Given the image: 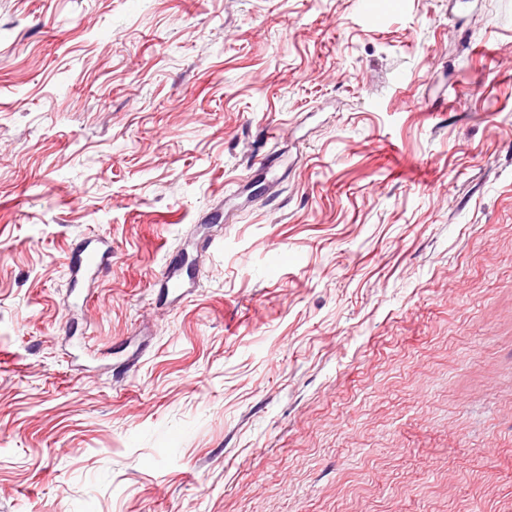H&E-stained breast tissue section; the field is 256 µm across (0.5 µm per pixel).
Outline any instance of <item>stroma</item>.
I'll return each mask as SVG.
<instances>
[{
  "label": "stroma",
  "mask_w": 512,
  "mask_h": 512,
  "mask_svg": "<svg viewBox=\"0 0 512 512\" xmlns=\"http://www.w3.org/2000/svg\"><path fill=\"white\" fill-rule=\"evenodd\" d=\"M0 512H512V0H0ZM97 244L100 245L92 246V242L89 241L81 245L74 266L76 277L80 273L94 276L108 263L111 255L110 246L102 240L97 241Z\"/></svg>",
  "instance_id": "1"
}]
</instances>
